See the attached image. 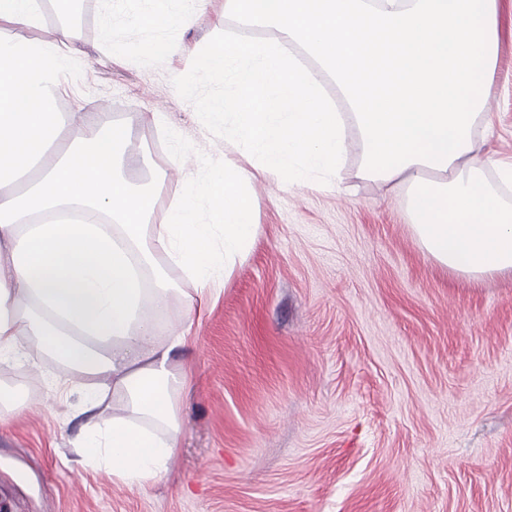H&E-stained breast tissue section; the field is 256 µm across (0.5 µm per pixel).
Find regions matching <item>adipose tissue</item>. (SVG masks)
Listing matches in <instances>:
<instances>
[{
	"label": "adipose tissue",
	"mask_w": 512,
	"mask_h": 512,
	"mask_svg": "<svg viewBox=\"0 0 512 512\" xmlns=\"http://www.w3.org/2000/svg\"><path fill=\"white\" fill-rule=\"evenodd\" d=\"M242 29L278 28L263 42L212 46L187 67L224 85L204 111L224 150L245 157L215 168L204 186L157 212L151 186L120 177L152 159L129 151L130 128L108 112L59 116L53 104L79 35L48 39L40 0H0V363L31 343L71 367L82 387V452L105 473L142 484L167 477L181 446L179 402L190 380L196 298L231 277L258 226L247 188L272 172L298 185L334 182L359 133L363 177L405 193L421 248L457 275L512 273V209L485 182L512 162L491 150L493 124L476 74L491 76L500 38L497 0H227ZM195 0H110L141 51L170 57L165 30L188 25ZM296 43L312 60L290 55ZM329 77L348 104L321 90ZM216 214L220 223L208 221ZM199 283L179 330L160 335L156 313L172 288L164 265ZM152 285H145V272ZM123 405L108 429L95 412Z\"/></svg>",
	"instance_id": "ef3b65f1"
}]
</instances>
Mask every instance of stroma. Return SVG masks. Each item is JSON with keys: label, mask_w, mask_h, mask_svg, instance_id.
Wrapping results in <instances>:
<instances>
[{"label": "stroma", "mask_w": 512, "mask_h": 512, "mask_svg": "<svg viewBox=\"0 0 512 512\" xmlns=\"http://www.w3.org/2000/svg\"><path fill=\"white\" fill-rule=\"evenodd\" d=\"M106 7L75 0L80 51L56 110L131 109L155 166L121 173L165 205L185 172L201 184L223 164L202 103L224 87L182 73L180 55L110 53ZM498 11L494 74L476 86L490 146L511 160L512 0ZM239 34L226 0H201L167 36L202 56ZM360 164L352 149L337 190L253 181L258 231L195 318L184 444L166 478L130 485L82 457L67 366L39 351L6 370L22 408L0 415V512H512V275L443 270L404 194L385 195Z\"/></svg>", "instance_id": "35a3bbf8"}]
</instances>
